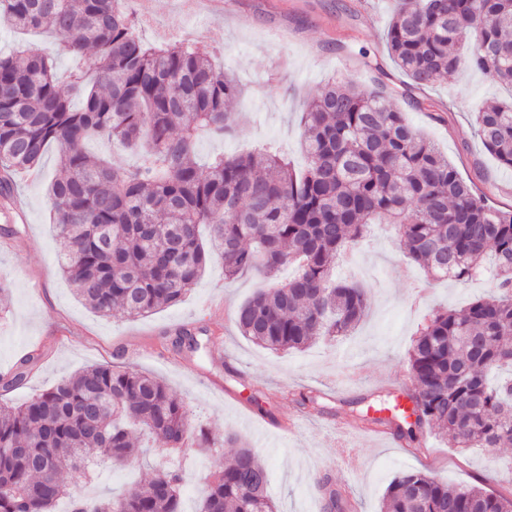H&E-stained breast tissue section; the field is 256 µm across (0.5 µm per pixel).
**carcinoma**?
Segmentation results:
<instances>
[{
    "instance_id": "1",
    "label": "carcinoma",
    "mask_w": 512,
    "mask_h": 512,
    "mask_svg": "<svg viewBox=\"0 0 512 512\" xmlns=\"http://www.w3.org/2000/svg\"><path fill=\"white\" fill-rule=\"evenodd\" d=\"M0 20L19 32L65 34L68 52L83 61L65 93L51 54L0 52V195L14 193L13 179L39 170L57 146L60 175L48 199L66 247L61 270L81 302L105 317L148 316L180 303L216 257L227 278L256 270L269 279L236 312L240 333L271 350H301L349 334L369 310L365 289L333 270L371 225L388 226L433 278L471 281L490 255L494 293L433 313L414 340L415 422L395 411L356 418L410 447L429 427L458 448H512V378L489 382L512 366V210L488 206L389 104L404 96L442 119L411 90L457 71L464 50L470 65L512 87V0H398L384 41L409 83L384 94L329 79L301 118L307 166L299 174L266 150L218 155L201 169L198 136L232 130L230 105L242 90L208 47L146 42L121 0H0ZM474 131L512 169V105L481 107ZM101 135L136 163L117 168L91 155L85 145ZM290 263L295 274L275 280ZM171 347L199 350L196 328H182ZM39 357L27 355L0 388L22 385ZM189 428L184 402L133 368L90 367L20 406L0 403V512H53L64 497L70 512H182L189 474L179 468L96 499L68 492L61 476L90 479L97 460L132 466L147 451L146 434L162 456L203 450L186 441ZM226 442L235 456L207 481L199 512H278L266 464L238 437ZM317 483L333 512H349L340 491ZM385 508L512 512V498L408 470L390 482Z\"/></svg>"
}]
</instances>
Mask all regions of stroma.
<instances>
[{
    "instance_id": "35a3bbf8",
    "label": "stroma",
    "mask_w": 512,
    "mask_h": 512,
    "mask_svg": "<svg viewBox=\"0 0 512 512\" xmlns=\"http://www.w3.org/2000/svg\"><path fill=\"white\" fill-rule=\"evenodd\" d=\"M153 2L147 18L140 16L137 0L124 3L139 15L148 42L216 47V63L244 89L231 134L198 141L200 162L220 153L267 148L298 170L306 162L300 119L307 103L334 76L374 87L377 74L364 61L387 59L383 33L396 7V0H223V12L203 7L190 14L184 0ZM65 44L59 34L20 38L0 25V51L50 52L63 74L72 65ZM427 92L449 103L444 122L409 107L403 98L392 103L492 205L512 207V170L485 151L472 127L480 105L510 99L512 92L467 64ZM57 172L58 155L52 148L39 177L20 180L26 222L14 236L0 235V280L9 285L7 306L0 309V375L30 351L41 355L27 382L5 395V402L21 404L90 365L119 363L161 379L185 403L191 439L207 435L211 447L210 453L187 461L200 479L184 493L183 512H197L205 477L230 459L233 450L225 438L232 433L265 460L278 512H324L315 482L322 475L345 492L357 512H381L390 481L405 470L428 472L452 486L479 483L512 493V484L496 476L499 465L512 462V448L491 457L477 448L449 447L447 440L428 433L415 451L392 435L365 427L349 434L358 456L355 468H348L336 451L337 423L350 420L360 403L379 404L409 380L408 351L429 313L458 309L487 295V280L466 285L432 280L406 257L391 233L375 224L336 262L337 277L364 285L371 299L369 314L351 335L321 340L302 351L275 352L255 344L234 323L225 322L224 311L238 309L261 279L253 273L225 278L217 259L180 304L138 319L119 312L105 318L77 299L60 271L61 244L50 223L47 198ZM188 324L205 330L208 351L167 350L168 340ZM309 392L321 395L323 411L298 406L299 395ZM297 417L303 424L296 433L279 430V423ZM152 474L144 464L130 472L103 469L90 484L77 473L66 474L64 481L70 490L108 496Z\"/></svg>"
}]
</instances>
